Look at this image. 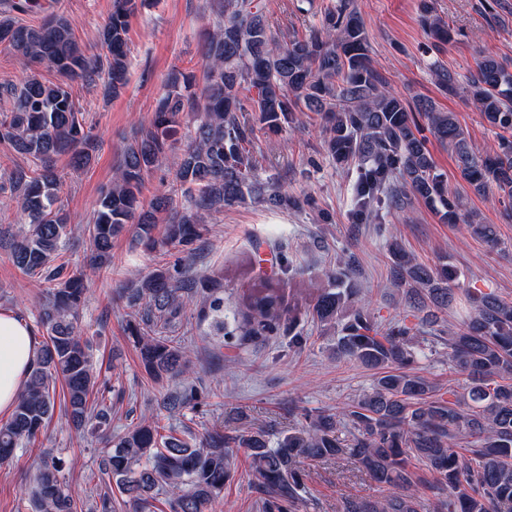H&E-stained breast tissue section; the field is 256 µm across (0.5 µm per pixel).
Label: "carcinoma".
Returning a JSON list of instances; mask_svg holds the SVG:
<instances>
[{
  "label": "carcinoma",
  "mask_w": 512,
  "mask_h": 512,
  "mask_svg": "<svg viewBox=\"0 0 512 512\" xmlns=\"http://www.w3.org/2000/svg\"><path fill=\"white\" fill-rule=\"evenodd\" d=\"M147 0H112V12L98 37L103 58H93L75 37L71 22L49 13L36 27L0 14V52L15 54L26 68L43 66L60 80L35 77L10 90L12 107L0 112V144L28 158L0 179V193L20 205L27 223L11 234L13 264L25 275L53 284L39 304L36 326L41 346L27 384L9 420L0 425V463L34 444L52 420L55 382L62 381L63 408L77 431L104 441L106 474L128 499L131 512H153L159 492H168L170 512H210L237 472L236 449H244L256 480L261 512H296L305 499L306 461L346 459L384 490L380 499L346 497L342 512H420L419 489L433 512H512V301L494 293L455 288L447 264L429 268L401 249L392 251L395 286L406 287L411 308L434 314L416 322L384 324L377 309L360 295L349 262L327 274L328 284L307 305L285 302L282 288L261 280L240 297L233 323L216 321L224 335L260 342L286 323L288 345L307 343L308 320L327 339L331 356L355 360L378 371L369 390L329 410H302L291 431L274 436L264 427L243 431L177 432L143 416L112 436V406L123 392L100 379L93 344L81 334L80 308L89 292L87 273L110 267L112 240L129 225L150 251L174 257L128 280L123 294L136 310L125 331L133 340L140 366L153 380L187 372L186 348L175 329L193 303L196 282L184 277L183 261L192 255L224 208L253 199L303 210L313 199L291 196L276 185L250 176L248 136L239 117L250 110L272 132L308 110L324 121L328 157L351 163L350 216L354 224L384 230L381 210L402 212L422 200L450 224L457 223L465 198L448 193L428 148L434 138L454 155L461 179L478 193L495 192L512 202V71L491 53L480 55L469 83L473 103L497 130L498 146L476 153L453 112H440L429 100L411 104L386 89L369 55L363 20L351 0L324 12L322 25L303 38L280 40L269 28L259 0H224L219 20L203 47V86L172 71L153 115L124 147L112 180L99 192L90 246L82 262L69 267L59 259L75 228L55 207L60 178L56 158L83 168L99 147L76 105L71 83L105 79L117 96L128 82V32L138 7ZM421 24L438 48L451 29L422 15ZM433 77L444 91L455 77L441 64ZM244 91L254 95L241 98ZM194 132L180 154L175 181L189 208L171 195L155 196L144 209L145 179L166 163L172 150L168 133L183 116ZM162 235H152L157 221ZM474 236L495 247L496 226L473 224ZM449 310L459 314L450 327L438 320ZM446 340L448 386L414 371L425 343ZM207 395L188 382L163 398L170 412L198 409ZM431 480L418 486L416 466ZM63 462L48 456L29 479V512H77Z\"/></svg>",
  "instance_id": "carcinoma-1"
}]
</instances>
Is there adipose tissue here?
Masks as SVG:
<instances>
[{
    "label": "adipose tissue",
    "mask_w": 512,
    "mask_h": 512,
    "mask_svg": "<svg viewBox=\"0 0 512 512\" xmlns=\"http://www.w3.org/2000/svg\"><path fill=\"white\" fill-rule=\"evenodd\" d=\"M37 351L30 325L17 314L0 310V413L13 410Z\"/></svg>",
    "instance_id": "ef3b65f1"
}]
</instances>
